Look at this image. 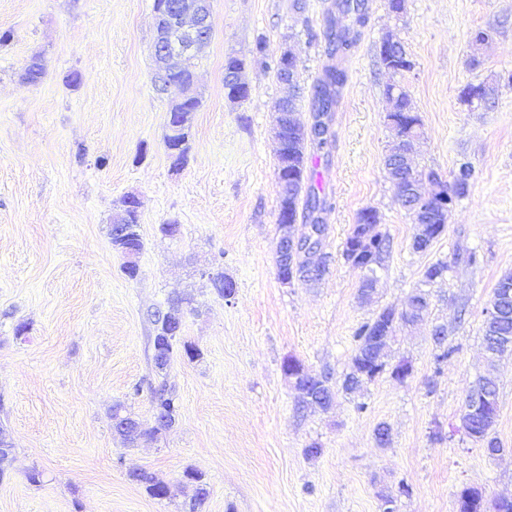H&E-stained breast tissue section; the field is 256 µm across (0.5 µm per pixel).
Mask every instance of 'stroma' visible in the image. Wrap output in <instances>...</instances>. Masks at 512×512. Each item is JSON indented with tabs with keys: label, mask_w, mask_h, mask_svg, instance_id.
Returning a JSON list of instances; mask_svg holds the SVG:
<instances>
[{
	"label": "stroma",
	"mask_w": 512,
	"mask_h": 512,
	"mask_svg": "<svg viewBox=\"0 0 512 512\" xmlns=\"http://www.w3.org/2000/svg\"><path fill=\"white\" fill-rule=\"evenodd\" d=\"M153 3L0 0V34L11 35L0 44V433L13 445L0 464V512H187L190 467L207 481L201 512H381L384 488L398 496L395 512H456L465 486L512 497V355L499 366L504 455L487 454L461 424L484 370L486 310L512 272V0H405L399 15L387 0H367L360 35L339 59L325 36L336 0H211L213 34L195 69L202 105L179 170L165 135L181 91L153 85ZM478 29L493 39L475 52ZM389 35L405 45L410 71L380 66ZM285 47L298 59L293 88L275 74ZM35 55L46 73L32 85L21 73ZM230 56L243 60L252 88L238 103L224 95ZM335 64L346 82L327 144L307 145L304 173L326 202L330 269L319 283L286 286L275 264V104L296 94L299 121L312 124L315 80ZM390 84L409 92L423 122L411 165L446 178L464 162L474 170L447 231L424 252L412 247L415 225L385 171ZM478 84L490 88V107L463 101L462 89ZM129 194L141 201L144 240L134 279L109 236ZM365 208L391 240L367 301L362 271L342 256ZM173 222L179 234H162ZM438 261L448 270L429 289V322L395 324L391 359L408 360L411 375L386 372L337 393L327 411L301 410L285 360L341 383L357 328L383 308L403 310ZM207 269L234 281L231 297L202 278ZM177 296L183 338L201 356L175 353L161 374L153 313ZM435 322L454 348L440 366ZM162 376L179 398L176 424L123 446L113 405L152 421L148 387ZM382 422L386 445L374 434ZM314 443L320 454L307 455ZM33 469L41 484L29 482ZM136 470L167 483L169 496L152 497L132 481Z\"/></svg>",
	"instance_id": "stroma-1"
}]
</instances>
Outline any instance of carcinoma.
<instances>
[{"label": "carcinoma", "instance_id": "obj_1", "mask_svg": "<svg viewBox=\"0 0 512 512\" xmlns=\"http://www.w3.org/2000/svg\"><path fill=\"white\" fill-rule=\"evenodd\" d=\"M337 12L346 23L335 26V31L329 35L330 54L338 55L351 47L358 35V28L366 20L365 0H336ZM403 57L393 59V54L382 47L378 50L381 65L388 69L396 65L409 71L414 67L413 61L407 57L405 48H400ZM345 72L337 67H328L323 71L315 86V98L318 109L323 111L335 103L336 93L345 82ZM386 95L393 101V111L387 115L394 130L395 141H417L421 136L422 122L414 113L416 109L409 93L401 87L390 85ZM197 108H189L180 114L169 118V123L179 126V134L168 132L165 143L168 150L177 151V160L187 164L190 151L188 130L192 120V113ZM277 111L284 113L280 132V145L277 148V179L282 183L279 190L278 224H291L302 218H309L310 210H320L323 201L319 197L309 194L301 199L304 185L305 165V138L303 125L298 122L295 113L288 111L282 104H277ZM472 169L462 165L453 175L452 181L447 183L448 191L453 198H462L469 191ZM433 219L430 223V240L434 241L443 235L448 224V212L432 208ZM119 219L127 225L128 233L120 241L112 242L113 248L121 256L135 257L143 250V239L139 231L140 215L134 211L122 209ZM380 218L371 208H365L358 213L356 224L353 225L343 248V257L353 267L365 273L364 283L360 289L366 288V282L373 279L376 266L384 260L390 248L389 236L380 229ZM394 310L385 308L375 318L364 323L357 330L354 339L356 347L351 359V370L341 383V389L347 393L357 390L356 381H371L386 370L388 361H377L370 353L373 339L383 335L390 328ZM184 311L182 301L168 307L165 314L153 312V322L156 334L153 339V348L161 352L166 358H172L178 332L182 331ZM483 345L487 361L486 372L469 388L467 398L472 401L488 399L492 406L481 405L480 411L474 414L462 415V427L469 437L485 445L486 450L494 455L503 451L497 437L494 436V427L498 418L499 380L496 375L497 364L500 359L512 352V301L502 307L501 315L484 325ZM300 388L309 396L308 404L319 402L323 398H331L335 394L332 378H321L317 375H305L300 381ZM150 399L153 407V424L149 425L137 419L133 420L138 435L151 436L159 433L162 427L158 419L166 416L178 417L179 405L176 395L166 381L150 386ZM132 480L143 484L148 493L155 497H162L164 482L158 480L146 471L131 474ZM184 483L191 487L193 496L190 512H195L197 505L201 504L207 496V482L205 474L197 469L188 468L183 472ZM457 512H512V499L499 498L487 502L483 492L476 487H464L457 493Z\"/></svg>", "mask_w": 512, "mask_h": 512}]
</instances>
